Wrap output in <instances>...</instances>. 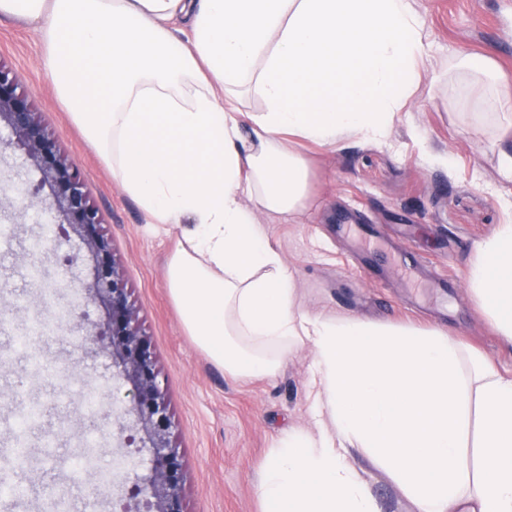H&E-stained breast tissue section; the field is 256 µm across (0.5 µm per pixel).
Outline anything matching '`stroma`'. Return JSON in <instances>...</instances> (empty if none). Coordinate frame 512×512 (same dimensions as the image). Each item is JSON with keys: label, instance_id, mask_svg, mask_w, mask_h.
I'll return each instance as SVG.
<instances>
[{"label": "stroma", "instance_id": "obj_1", "mask_svg": "<svg viewBox=\"0 0 512 512\" xmlns=\"http://www.w3.org/2000/svg\"><path fill=\"white\" fill-rule=\"evenodd\" d=\"M428 50L426 71L412 104L401 113L388 143L358 139L333 149L304 146L312 165L308 209L293 220L263 218L266 235L295 276L302 305L333 316L383 320L402 327H444L480 351L504 375H512V346L501 341L481 315L465 275L474 243L512 221V181L498 171L501 151L512 152L488 119L459 102L439 73L449 59L490 57L512 82V8L503 0H414ZM0 68L10 72L58 154L76 167L101 219L99 232L124 269L130 302L151 343L158 379L166 392L172 440L182 464L183 512H260L256 482L260 466L279 435L311 428L309 364L312 352H293L276 377L236 380L218 369L184 331L166 285V266L180 239L178 224H153L135 199L87 144L58 102L42 61L39 32L0 19ZM447 155L440 163L438 155ZM40 233L34 219L16 225L0 250V481L21 484L23 499L1 502L0 512H43L62 486L73 512H113L123 475L107 498L93 496L96 472L70 483L68 471L78 439L100 435L99 455L125 457L112 430L129 389L114 379L112 358L85 357L79 338L61 327L34 342V356L17 353L40 290L28 276L41 262L59 285L56 305L69 302L74 281L89 278L93 260L80 241L67 255L33 251ZM422 256L418 277L405 275L402 252ZM104 378L112 390L88 405L75 385ZM41 415L29 426L26 468L13 464L9 422L29 405ZM57 435L54 464L42 459V441Z\"/></svg>", "mask_w": 512, "mask_h": 512}]
</instances>
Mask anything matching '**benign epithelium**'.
<instances>
[{
    "instance_id": "1",
    "label": "benign epithelium",
    "mask_w": 512,
    "mask_h": 512,
    "mask_svg": "<svg viewBox=\"0 0 512 512\" xmlns=\"http://www.w3.org/2000/svg\"><path fill=\"white\" fill-rule=\"evenodd\" d=\"M9 135L0 139V159L19 153L38 172L36 185L23 188L0 182V209L3 204L19 215L26 209L47 210L57 224L56 249L67 241L69 230L84 233L86 248L96 259L93 277L78 285L79 293L108 311L104 321L91 319L86 310L72 304L67 319L80 333V344L112 355L118 375L131 386L127 412L135 418V433H128L122 419L113 428L132 445L148 444L147 473H130L118 512H183L181 508L182 468L178 448L171 440V422L146 337L139 327L138 311L128 300L123 270L113 259L110 244L97 232L98 210L91 204L85 183L77 171L54 151L32 112L28 100L17 94L15 80L0 69V122Z\"/></svg>"
}]
</instances>
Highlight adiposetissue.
<instances>
[{
	"label": "adipose tissue",
	"instance_id": "obj_1",
	"mask_svg": "<svg viewBox=\"0 0 512 512\" xmlns=\"http://www.w3.org/2000/svg\"><path fill=\"white\" fill-rule=\"evenodd\" d=\"M35 27L58 100L157 224H187L167 286L182 325L231 377L276 376L313 351L315 427L289 429L259 472L268 512H382L366 459L415 512H512V376L444 328L303 310L264 216L310 197L301 139L386 142L427 54L413 0H0ZM465 100L512 132L493 59L448 65ZM262 108L243 113L241 99ZM467 286L512 345V224L473 245ZM479 411V464L463 452Z\"/></svg>",
	"mask_w": 512,
	"mask_h": 512
}]
</instances>
